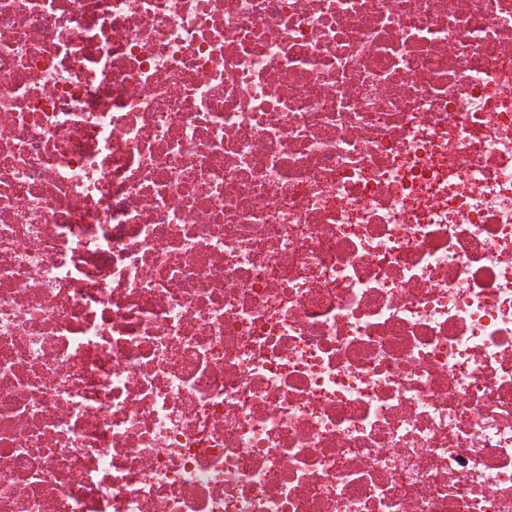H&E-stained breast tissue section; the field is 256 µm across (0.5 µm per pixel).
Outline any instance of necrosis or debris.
Wrapping results in <instances>:
<instances>
[{"label":"necrosis or debris","mask_w":512,"mask_h":512,"mask_svg":"<svg viewBox=\"0 0 512 512\" xmlns=\"http://www.w3.org/2000/svg\"><path fill=\"white\" fill-rule=\"evenodd\" d=\"M0 512H512V0H0Z\"/></svg>","instance_id":"obj_1"}]
</instances>
